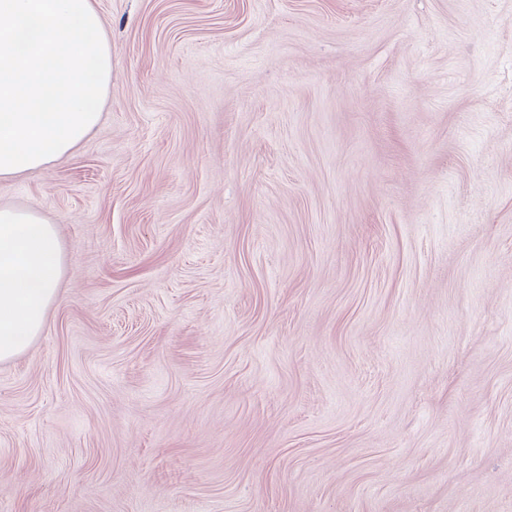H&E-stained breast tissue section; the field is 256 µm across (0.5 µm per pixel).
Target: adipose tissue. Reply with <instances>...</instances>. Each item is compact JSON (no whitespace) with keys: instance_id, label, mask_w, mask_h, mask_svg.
I'll list each match as a JSON object with an SVG mask.
<instances>
[{"instance_id":"ef3b65f1","label":"adipose tissue","mask_w":512,"mask_h":512,"mask_svg":"<svg viewBox=\"0 0 512 512\" xmlns=\"http://www.w3.org/2000/svg\"><path fill=\"white\" fill-rule=\"evenodd\" d=\"M62 274L54 225L37 211L0 205V362L41 333Z\"/></svg>"}]
</instances>
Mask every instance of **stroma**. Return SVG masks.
<instances>
[{
	"label": "stroma",
	"mask_w": 512,
	"mask_h": 512,
	"mask_svg": "<svg viewBox=\"0 0 512 512\" xmlns=\"http://www.w3.org/2000/svg\"><path fill=\"white\" fill-rule=\"evenodd\" d=\"M94 3L0 512H512V0Z\"/></svg>",
	"instance_id": "35a3bbf8"
}]
</instances>
